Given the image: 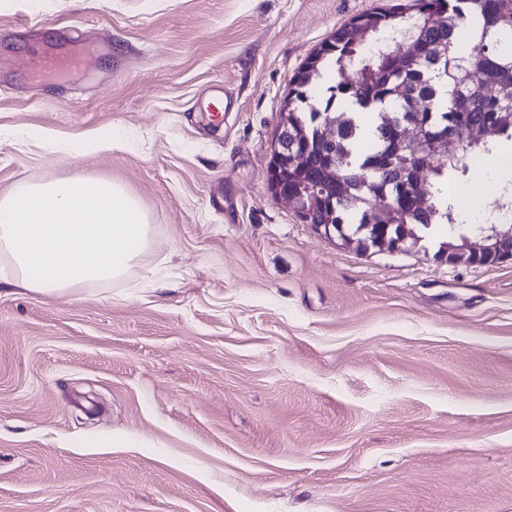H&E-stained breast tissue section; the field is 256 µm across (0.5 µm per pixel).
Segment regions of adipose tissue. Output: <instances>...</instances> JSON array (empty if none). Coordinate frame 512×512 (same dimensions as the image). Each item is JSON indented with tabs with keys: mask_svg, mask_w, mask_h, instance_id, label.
Returning a JSON list of instances; mask_svg holds the SVG:
<instances>
[{
	"mask_svg": "<svg viewBox=\"0 0 512 512\" xmlns=\"http://www.w3.org/2000/svg\"><path fill=\"white\" fill-rule=\"evenodd\" d=\"M150 233L140 201L109 179L75 173L0 196V256L19 286L38 293L125 280Z\"/></svg>",
	"mask_w": 512,
	"mask_h": 512,
	"instance_id": "1",
	"label": "adipose tissue"
}]
</instances>
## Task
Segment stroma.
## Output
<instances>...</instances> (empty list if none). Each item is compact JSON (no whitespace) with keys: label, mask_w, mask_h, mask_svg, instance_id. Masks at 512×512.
Listing matches in <instances>:
<instances>
[{"label":"stroma","mask_w":512,"mask_h":512,"mask_svg":"<svg viewBox=\"0 0 512 512\" xmlns=\"http://www.w3.org/2000/svg\"><path fill=\"white\" fill-rule=\"evenodd\" d=\"M400 2L0 0V195L108 178L152 229L73 295L0 258V512H512V263L363 253L267 189L302 63Z\"/></svg>","instance_id":"35a3bbf8"}]
</instances>
